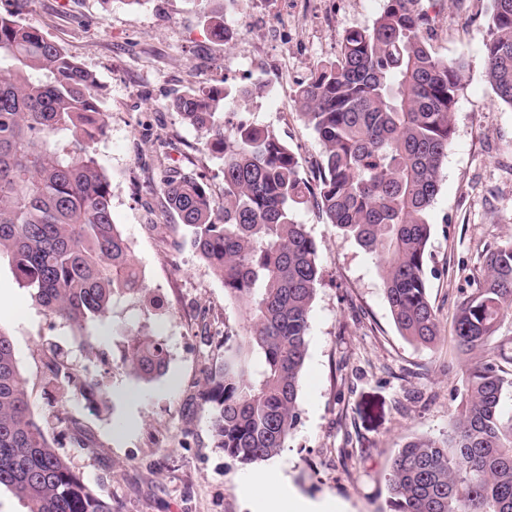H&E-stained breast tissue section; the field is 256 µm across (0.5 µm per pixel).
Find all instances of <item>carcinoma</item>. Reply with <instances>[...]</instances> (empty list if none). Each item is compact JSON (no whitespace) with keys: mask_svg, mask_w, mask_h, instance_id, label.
I'll list each match as a JSON object with an SVG mask.
<instances>
[{"mask_svg":"<svg viewBox=\"0 0 512 512\" xmlns=\"http://www.w3.org/2000/svg\"><path fill=\"white\" fill-rule=\"evenodd\" d=\"M421 0H383L372 23L350 29L337 58L318 63L293 96L321 145L311 187L295 155L267 126H229L225 88L191 86L173 108L209 132L223 158L224 198L192 172L165 173L167 209L188 228L195 252L224 283L244 334L224 344L205 403L216 447L244 465L281 452L300 418L299 391L310 313L321 276L316 242L296 219L313 202L343 234L378 259L399 334L440 341L425 265L428 217L454 134L462 59H444L425 33ZM485 73L512 107V0H492ZM96 76L36 27L0 14V260L52 318L94 349L90 324L144 291L131 246L112 217V184L93 146L105 134ZM512 317V240L490 248L482 277L453 321L470 360L463 393L442 439L416 436L384 474L388 512H512V390L505 359L488 356ZM124 364L151 381L168 364L156 335L132 333ZM51 417L67 419L68 395L97 383L69 373L55 386ZM28 512H112L47 441L32 410L9 336L0 332V487Z\"/></svg>","mask_w":512,"mask_h":512,"instance_id":"carcinoma-1","label":"carcinoma"}]
</instances>
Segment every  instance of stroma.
<instances>
[{"label":"stroma","mask_w":512,"mask_h":512,"mask_svg":"<svg viewBox=\"0 0 512 512\" xmlns=\"http://www.w3.org/2000/svg\"><path fill=\"white\" fill-rule=\"evenodd\" d=\"M428 43L465 63L454 135L430 212L426 275L443 340L427 348L402 338L385 301L378 262L326 223L316 207L298 214L318 248L321 282L310 314L300 420L280 454L243 465L213 441L204 379L224 361L225 338L244 321L224 284L187 242L188 230L157 187L165 170L202 175L224 192L223 165L205 131L182 121L174 97L192 82L232 90L239 119L273 128L316 183L321 147L293 100L296 82L338 56L343 34L367 25L382 0H0L41 29L97 77L107 135L95 146L112 183V216L129 241L145 296L119 302L95 323L94 353L74 328L46 315L0 263V331L13 342L36 418L54 399L45 383L49 349L98 382L96 402L71 395L69 422L47 439L112 512H264V499L298 497L335 512H387L383 474L410 437H442L468 367L449 342L459 303L483 273L496 242L512 237V107L485 76L491 0H421ZM253 22L215 39L205 10ZM159 335L166 373L151 382L122 367L127 333ZM89 432L80 448L72 422ZM269 475L270 488L255 485Z\"/></svg>","instance_id":"1"}]
</instances>
